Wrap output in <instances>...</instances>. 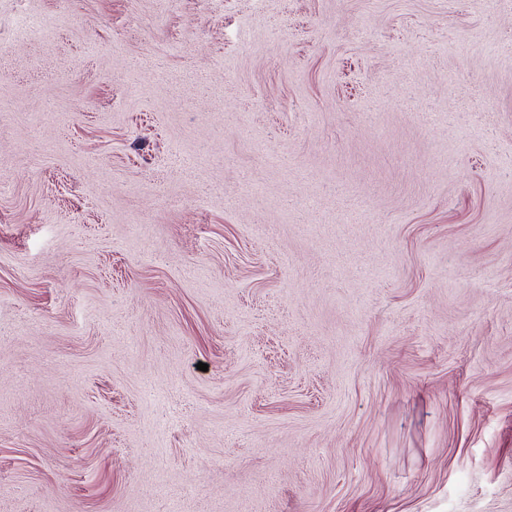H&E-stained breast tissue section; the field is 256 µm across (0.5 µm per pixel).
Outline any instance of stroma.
Masks as SVG:
<instances>
[{"instance_id":"35a3bbf8","label":"stroma","mask_w":512,"mask_h":512,"mask_svg":"<svg viewBox=\"0 0 512 512\" xmlns=\"http://www.w3.org/2000/svg\"><path fill=\"white\" fill-rule=\"evenodd\" d=\"M0 512H512V0H0Z\"/></svg>"}]
</instances>
